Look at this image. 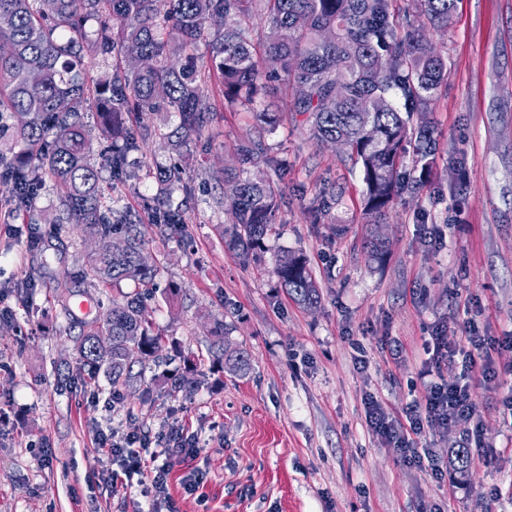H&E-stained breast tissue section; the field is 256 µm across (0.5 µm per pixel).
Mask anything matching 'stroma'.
I'll return each mask as SVG.
<instances>
[{"mask_svg":"<svg viewBox=\"0 0 512 512\" xmlns=\"http://www.w3.org/2000/svg\"><path fill=\"white\" fill-rule=\"evenodd\" d=\"M430 38L448 65L428 114L438 175L390 207L378 259L365 247L360 165L312 139L283 82L266 96L282 112L271 132L213 87V120L183 150L163 138L178 114L151 115L156 133L139 158L152 166L189 155L172 197L187 201V227L165 237L144 227L145 256L160 269L146 307L167 336L169 360L147 364L120 390L105 380L57 385L58 371L77 365L73 339L84 315L57 304L55 282L66 279L72 302L84 300L83 258L99 241L73 224L56 232L59 201L45 187L14 226L0 222V512H145L144 475L108 483L112 463L97 444L99 434L132 424L152 437L182 425L199 448L174 465L158 512H512V352L489 351L498 380L471 381L470 424L426 428L421 445L440 475L405 463L366 420L368 397L399 416L422 400V373L462 376V368L435 367L436 333L464 344L471 317L482 335L512 336V0H457L447 29ZM248 140L265 144L254 172L269 180L279 207L263 250L245 258L230 242L217 178ZM455 156L465 160L463 174L449 163ZM155 192L135 168L114 182L111 202L138 212ZM287 250L307 255L317 307L279 288L274 269ZM33 273L40 288L19 295ZM173 284L180 291L167 296ZM219 320L230 346L247 350V376L213 370L207 347ZM180 353L195 357L204 378L190 393L158 382ZM470 431L486 460L462 478L448 451ZM192 472L203 481L189 493L182 479Z\"/></svg>","mask_w":512,"mask_h":512,"instance_id":"35a3bbf8","label":"stroma"}]
</instances>
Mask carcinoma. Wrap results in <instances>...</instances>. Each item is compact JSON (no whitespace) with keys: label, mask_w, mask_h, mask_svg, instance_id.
I'll return each mask as SVG.
<instances>
[{"label":"carcinoma","mask_w":512,"mask_h":512,"mask_svg":"<svg viewBox=\"0 0 512 512\" xmlns=\"http://www.w3.org/2000/svg\"><path fill=\"white\" fill-rule=\"evenodd\" d=\"M415 20L399 27L391 0H0V122L14 124L21 149L0 153V179L10 184L19 215L32 208V184H49L64 207L56 224H79L101 246L87 254L86 293L98 294L122 281L148 291L160 273L146 261L139 216L104 204L102 172L119 177L136 163L152 134L145 123L156 112H176L179 125L167 139L181 147L213 117L199 71L198 43L211 49L208 73L230 104L254 111L273 130L280 113L256 109L268 82L285 81L294 90L290 111L306 116L313 139H338L361 164L364 215L380 224L405 190L432 182L437 143L426 113L445 82L447 67L427 26L445 28L455 0H408ZM267 26L262 52L249 40V22ZM96 23L94 30L87 23ZM135 46L150 61L133 67L126 51ZM112 59V68L92 77L88 59ZM93 109L99 136L112 150L98 154L82 121ZM420 113V126L413 117ZM413 144L419 175L402 173ZM264 154L259 141L237 148L239 168L224 170L233 192L224 196L232 216L230 241L249 257L262 248L277 202L270 182L240 176ZM179 168H152L158 198H170L182 178ZM149 221L160 234L185 224L183 205L159 203ZM279 287L304 307L320 293L307 256L286 251L275 268ZM78 375L88 384L103 375L112 388L129 384L133 366L159 359L165 336L146 312L139 294L82 322L74 339ZM213 363L238 376L250 370L246 351L215 335ZM182 371L163 378L171 392L201 385L196 363L183 359Z\"/></svg>","instance_id":"1"}]
</instances>
